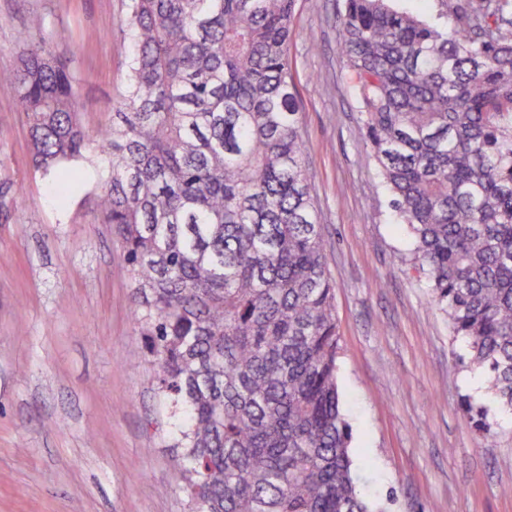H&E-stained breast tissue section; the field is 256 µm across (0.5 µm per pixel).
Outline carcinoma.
<instances>
[{"mask_svg":"<svg viewBox=\"0 0 512 512\" xmlns=\"http://www.w3.org/2000/svg\"><path fill=\"white\" fill-rule=\"evenodd\" d=\"M344 0L339 51L365 141L423 277L512 407V0H454L453 24ZM295 0H130L112 127L90 138L78 80L30 34L0 72L47 173L94 142L161 389L183 407L192 512H370L336 378L334 284L289 57ZM18 207L0 184V215ZM474 426L483 412L464 400Z\"/></svg>","mask_w":512,"mask_h":512,"instance_id":"carcinoma-1","label":"carcinoma"}]
</instances>
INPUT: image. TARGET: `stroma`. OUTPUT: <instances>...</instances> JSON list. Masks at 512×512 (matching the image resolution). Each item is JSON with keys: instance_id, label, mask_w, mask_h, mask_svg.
Instances as JSON below:
<instances>
[{"instance_id": "stroma-1", "label": "stroma", "mask_w": 512, "mask_h": 512, "mask_svg": "<svg viewBox=\"0 0 512 512\" xmlns=\"http://www.w3.org/2000/svg\"><path fill=\"white\" fill-rule=\"evenodd\" d=\"M129 0H0V70L16 34L66 58L89 134L112 124L129 74ZM342 0H296L290 61L336 286L337 374L355 476L380 512H512V409L468 381L427 282L402 264L396 222L369 156L353 77L339 54ZM97 32L87 41V32ZM32 164L13 89L0 86V181L19 194L0 220V512H191L176 464L180 415L144 354L123 252L95 199L101 167ZM491 433L471 428L462 399Z\"/></svg>"}]
</instances>
